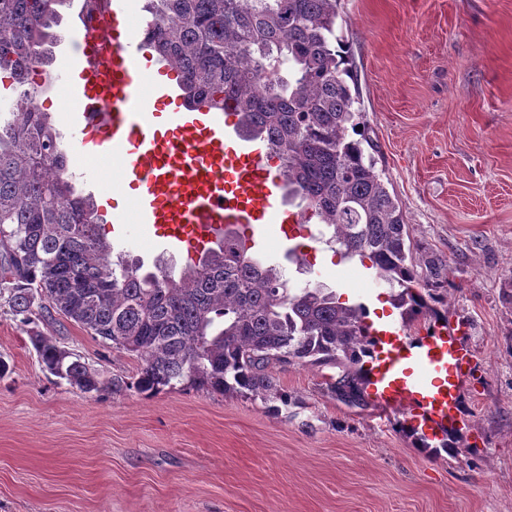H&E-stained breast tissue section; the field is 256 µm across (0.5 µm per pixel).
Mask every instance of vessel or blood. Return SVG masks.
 Segmentation results:
<instances>
[{
	"label": "vessel or blood",
	"instance_id": "b4317fda",
	"mask_svg": "<svg viewBox=\"0 0 512 512\" xmlns=\"http://www.w3.org/2000/svg\"><path fill=\"white\" fill-rule=\"evenodd\" d=\"M73 38L53 71L79 110L61 116L62 149L77 148L82 191L104 189L94 161L118 163L117 182L129 186L132 218H116L111 232L122 245L140 244L145 226L160 245L197 260L218 247L224 227L276 230L281 239L301 236L300 218L281 202L282 180L262 141L244 137L220 112L185 107L174 72L151 85L142 68L148 57L142 28L132 23L137 0H105L109 53L83 25L85 0H71ZM380 358L370 388L379 407L408 408L431 437L456 431L471 355L452 328L437 326L410 337L400 326L377 329Z\"/></svg>",
	"mask_w": 512,
	"mask_h": 512
}]
</instances>
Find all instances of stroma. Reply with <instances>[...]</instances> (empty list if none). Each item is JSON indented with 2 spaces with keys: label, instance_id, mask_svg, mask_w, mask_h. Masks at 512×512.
<instances>
[{
  "label": "stroma",
  "instance_id": "stroma-1",
  "mask_svg": "<svg viewBox=\"0 0 512 512\" xmlns=\"http://www.w3.org/2000/svg\"><path fill=\"white\" fill-rule=\"evenodd\" d=\"M376 171L425 252L448 264V321L471 350L458 450L414 447L406 410L350 407L337 370L274 368L290 404L190 385L85 393L40 367L39 331L134 381L138 363L66 320L0 304V512H512V0H340ZM291 284L399 319L387 284L324 243Z\"/></svg>",
  "mask_w": 512,
  "mask_h": 512
}]
</instances>
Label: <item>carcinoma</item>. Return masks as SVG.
Listing matches in <instances>:
<instances>
[{"label":"carcinoma","mask_w":512,"mask_h":512,"mask_svg":"<svg viewBox=\"0 0 512 512\" xmlns=\"http://www.w3.org/2000/svg\"><path fill=\"white\" fill-rule=\"evenodd\" d=\"M65 0H0V74L21 88L0 116V300L23 322L61 316L135 357L131 387L178 383L223 394L284 399L271 364L321 367L331 394L367 406L375 341L362 305L310 285L289 287L277 265L251 254L240 233L174 278L162 265L111 260L113 246L89 198L66 173L50 113L38 96L57 6ZM338 0H150L149 49L181 77L189 106L233 110L240 132L266 144L288 199L332 232L336 252L369 261L395 293L402 319L448 322L436 305L448 264L413 253L409 225L365 155L357 75L336 35ZM43 370L89 393L121 388L46 336L31 337Z\"/></svg>","instance_id":"carcinoma-1"}]
</instances>
